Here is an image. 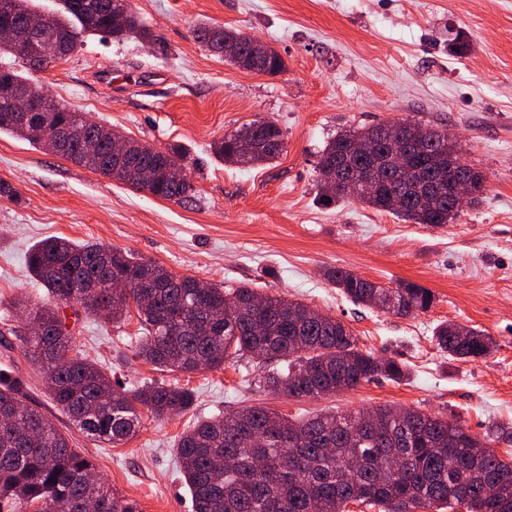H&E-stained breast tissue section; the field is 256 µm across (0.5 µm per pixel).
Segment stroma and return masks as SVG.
Listing matches in <instances>:
<instances>
[{
	"label": "stroma",
	"instance_id": "35a3bbf8",
	"mask_svg": "<svg viewBox=\"0 0 512 512\" xmlns=\"http://www.w3.org/2000/svg\"><path fill=\"white\" fill-rule=\"evenodd\" d=\"M155 41L90 36L38 71L45 93L121 135L192 162L195 200L175 203L108 179L16 136L0 133V179L20 202L0 199V365L13 363L30 397L87 456L115 493L141 512H192L176 454L196 422L263 405L288 417L322 409L413 408L483 436L512 426V0H132ZM232 27L273 46L275 76L240 71L212 55L195 24ZM464 34L470 49L451 54ZM275 121L284 148L256 167L216 159L212 144L251 121ZM406 120L447 130L484 190L451 223L412 224L354 201L323 205L316 166L327 141L347 129ZM58 236L127 250L177 275L282 295L346 323L361 349L403 361L407 380L383 378L338 395L294 399L256 383V361L194 374L160 371L136 356L137 318L115 324L64 309L75 343L125 389L158 381L192 390L179 415L143 412L134 438L117 446L86 439L55 407L17 333V295L43 301L27 256ZM340 267L391 287L410 281L435 295L432 308L396 316L353 303L329 283ZM453 321L482 331L490 352L454 359L432 331Z\"/></svg>",
	"mask_w": 512,
	"mask_h": 512
}]
</instances>
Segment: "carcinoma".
I'll return each instance as SVG.
<instances>
[{
	"label": "carcinoma",
	"instance_id": "obj_1",
	"mask_svg": "<svg viewBox=\"0 0 512 512\" xmlns=\"http://www.w3.org/2000/svg\"><path fill=\"white\" fill-rule=\"evenodd\" d=\"M29 0H0V25L38 21ZM122 0H63V12L51 18L43 40V54L29 69H44L64 59L86 35L113 38H153L136 17L125 24L112 20V9ZM195 38L213 55L223 57L224 41L238 42L244 51L256 38L240 30L202 24ZM0 82L29 89L38 102L55 109L60 124L76 127L77 142L62 158L105 177L128 182L126 161L112 155L108 127L72 112L46 97L33 81L13 67L0 69ZM252 139L239 143L230 133L217 140L212 151L229 164L245 158L258 165L282 152L284 134L273 121L250 123ZM0 132L20 137L35 146L42 142L16 128L0 111ZM363 128L344 130L327 142L318 166L320 201L332 205L347 199L325 167V161L345 157L350 139ZM417 155L415 164L430 180L448 179V169L434 161L444 132ZM381 174L392 192H405L415 173L398 165L379 149ZM131 159L151 172L148 193L176 203L195 199L185 152L164 150L132 141ZM474 195L460 202L444 198L434 209L414 201L398 207L384 194L356 196L354 200L387 211L415 224H447L484 189L485 177L467 167ZM35 280L44 288L42 305L21 301L18 313L36 319L42 335L25 334L20 341L46 378L52 401L86 438L107 444L131 439L140 426L139 408L157 417L181 413L192 403V393L179 386L150 382L125 391L76 348L59 309L70 303L114 322L130 307L137 310L141 336L137 355L163 371L192 374L218 369L231 358L250 355L264 363L260 384L290 398H320L339 386L354 388L376 377L399 383L408 377L407 366L394 358L379 357L359 348L358 340L342 321L308 313V307L282 296H265L254 307L256 289L242 285L205 290L198 280L176 276L152 262L97 243H76L64 237L39 242L27 257ZM328 280L353 302L399 316L427 312L433 292L418 284L399 281L385 288L353 272L334 268ZM458 324L443 321L433 330L436 347L453 358H468L490 345L463 343ZM25 382L14 367L0 369V502L44 507L43 512H82V503L97 498L101 512H140L138 503L120 496L103 483L88 479L95 466L71 447L69 439L34 405L27 403ZM378 430L352 433L354 412H324L289 419L264 406H246L234 413L200 421L177 443L181 475L192 501V512H346L356 502L380 512H512V459L498 457L493 444L512 443V430L489 428L482 441L465 429L433 414L408 409L398 414L391 406L373 411ZM258 428L271 431L262 444L252 441ZM358 454L357 472L348 474L343 461ZM404 459V468L384 476L390 457ZM495 477L497 491L486 485Z\"/></svg>",
	"mask_w": 512,
	"mask_h": 512
}]
</instances>
